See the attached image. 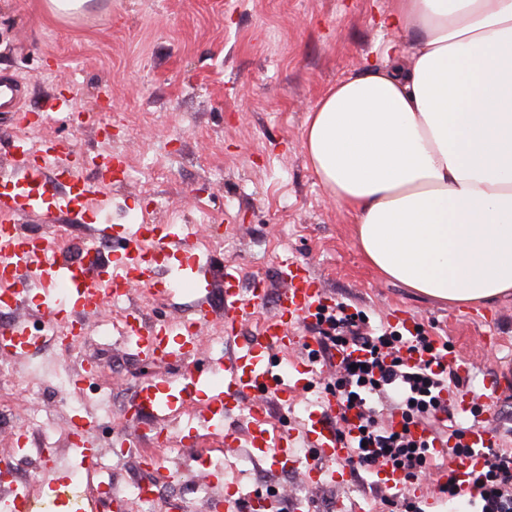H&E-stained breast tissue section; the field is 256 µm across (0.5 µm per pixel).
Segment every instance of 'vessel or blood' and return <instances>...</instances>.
I'll list each match as a JSON object with an SVG mask.
<instances>
[{
    "instance_id": "vessel-or-blood-1",
    "label": "vessel or blood",
    "mask_w": 512,
    "mask_h": 512,
    "mask_svg": "<svg viewBox=\"0 0 512 512\" xmlns=\"http://www.w3.org/2000/svg\"><path fill=\"white\" fill-rule=\"evenodd\" d=\"M14 150L20 158L10 174L0 175V218L12 220L37 206H52L68 211L83 212L93 196L100 192L96 182L68 170L72 181L68 195L55 191V178L47 175V168L54 165L63 152L55 144H43L40 158L30 155L27 142L14 141ZM182 237L164 224H139L126 238V247L114 271L103 270L96 258L73 264L58 261L54 247L47 239H27L12 231H0V288L8 289L15 308L28 304L29 294L35 288H52L61 282L70 283L75 291L72 301H52L42 304L41 314L48 322L58 323L95 312L102 303L108 287L130 289L136 282L156 278L159 269L155 256L185 249ZM281 277L286 287L280 299L277 318L266 324L260 336L245 344L234 358L219 362L217 369L224 374V389L213 399L211 419H224L230 411L248 409L253 419L250 432L252 447L260 453L270 454L274 464L288 470L298 464L291 448L283 441L272 440L265 427L270 409L292 401L298 390L306 388L312 378L313 365L302 360L293 365L287 375L275 374L267 359L270 352L291 345L314 346L311 336L289 335L287 327L301 318L310 316L323 305V291L308 269L300 264L284 263ZM267 291L253 289L250 296L241 295L239 289H224V322L227 332H235L238 323L249 319L256 305ZM126 336L130 344L143 352L157 355L167 352L171 341L179 343L180 359H188L195 349L191 337L182 335L180 324L163 322L148 324L142 318H130ZM0 345L14 354H25L30 344L27 340V321L17 317L0 325ZM201 381L189 372L178 379H165L144 383L137 387L127 409L130 420L136 421L168 408L175 393L192 395ZM337 400L320 401L317 410L311 411L303 423L302 438L330 461L346 460L352 453L348 440L337 437L333 419ZM468 437L478 449L498 442L494 426L486 420L474 422ZM484 459L479 454L469 457L449 458L436 473V480L445 484L459 482L481 470ZM0 512H39V504L23 490H14L8 499L0 501Z\"/></svg>"
}]
</instances>
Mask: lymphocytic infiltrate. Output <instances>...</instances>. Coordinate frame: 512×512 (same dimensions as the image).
I'll return each instance as SVG.
<instances>
[{
  "label": "lymphocytic infiltrate",
  "mask_w": 512,
  "mask_h": 512,
  "mask_svg": "<svg viewBox=\"0 0 512 512\" xmlns=\"http://www.w3.org/2000/svg\"><path fill=\"white\" fill-rule=\"evenodd\" d=\"M313 330L312 360L336 367L325 388L355 419L338 429L349 435L354 449L349 467L387 466L413 485L432 475L440 452L470 454L467 429L443 396L465 385L444 361L451 351L448 342L421 330L407 336L392 328L375 331L366 317L352 316L341 303L321 307ZM388 397L399 425L383 420L381 403ZM485 457L470 484H446L438 491L451 499L468 497L473 512H512V449L490 447Z\"/></svg>",
  "instance_id": "1"
}]
</instances>
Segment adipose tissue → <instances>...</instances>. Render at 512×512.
Returning a JSON list of instances; mask_svg holds the SVG:
<instances>
[{"instance_id":"adipose-tissue-1","label":"adipose tissue","mask_w":512,"mask_h":512,"mask_svg":"<svg viewBox=\"0 0 512 512\" xmlns=\"http://www.w3.org/2000/svg\"><path fill=\"white\" fill-rule=\"evenodd\" d=\"M386 65L339 80L302 146L383 276L456 307L512 296V0H395Z\"/></svg>"}]
</instances>
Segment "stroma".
<instances>
[{
    "label": "stroma",
    "mask_w": 512,
    "mask_h": 512,
    "mask_svg": "<svg viewBox=\"0 0 512 512\" xmlns=\"http://www.w3.org/2000/svg\"><path fill=\"white\" fill-rule=\"evenodd\" d=\"M394 0H87L81 13L59 17L47 0H0V75L25 85L17 112L0 113V169L9 168L12 141L26 131L33 142L73 146L85 174L104 150L118 154L124 172L113 179L103 205L86 213L42 209L21 216L19 230L38 236L50 226L79 243V224H106L122 244L131 223L195 226L198 238L222 232L224 246L198 260L171 257L170 291L138 286L133 303L149 299V320L196 322L204 370L215 360L216 341L232 353L276 317L273 296L239 326L224 329V275L233 273L243 295L253 288L280 289V262L305 265L325 291L328 304L363 311L371 324H391L394 314L413 316L429 335L447 339L455 354L474 366L470 388L498 386L497 424L504 447L512 448V297L464 311L413 293L384 278L362 256L353 215L317 180L302 149L306 119L336 81L377 60L398 33L378 19ZM90 121L64 122L48 113L62 99ZM208 297L210 314L197 320V300ZM123 315L107 305L89 316L79 353L44 342L23 356L0 352L25 382L38 384L33 399L17 386L0 384V412L21 416L31 406L48 415L47 443L60 441L73 418L95 421L98 455L83 459L64 452L57 477L104 496L100 512H113L106 488L124 493L125 512H137L128 494L143 478L138 463L164 466L186 461L164 493L189 502L191 512H209L196 487L204 474L222 469L236 494H274L279 512H387L386 490L370 473L346 484L306 486L300 474L276 470L248 447L249 422L231 417L240 438L228 445L201 416L211 400L201 392L175 402L170 418L173 446L140 436L125 410L136 387L179 374L180 361L154 363L125 343ZM99 368L83 386L86 398L59 405L58 381L77 378L88 363ZM324 392L322 376L290 405L276 409L270 427L293 437L294 451L311 456L298 432L314 400ZM137 440L138 454L121 455V439Z\"/></svg>",
    "instance_id": "stroma-1"
}]
</instances>
